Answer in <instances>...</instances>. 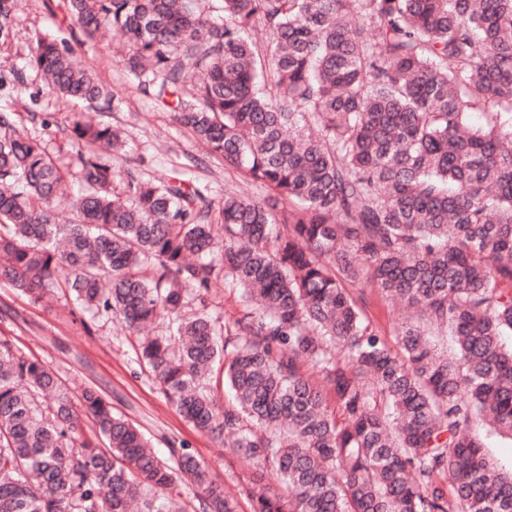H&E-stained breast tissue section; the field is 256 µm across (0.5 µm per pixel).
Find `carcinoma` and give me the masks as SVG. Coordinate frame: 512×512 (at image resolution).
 <instances>
[{"label":"carcinoma","mask_w":512,"mask_h":512,"mask_svg":"<svg viewBox=\"0 0 512 512\" xmlns=\"http://www.w3.org/2000/svg\"><path fill=\"white\" fill-rule=\"evenodd\" d=\"M68 7L87 40L111 25L142 93L173 98L269 201L117 172L119 131L86 112L66 128L73 172L3 112L0 281L130 331L168 320L136 361L175 412L274 479L246 489L251 512H512V473L473 432L482 418L512 438V0ZM18 12L0 0L1 45ZM29 62L65 101L108 102L56 40ZM74 177L73 221L58 224ZM220 279L239 289L235 315L210 305ZM366 288L414 314L393 345ZM185 483L201 512H240L184 448L154 455L95 388L0 336V512H172Z\"/></svg>","instance_id":"carcinoma-1"}]
</instances>
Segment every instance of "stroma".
<instances>
[{
  "label": "stroma",
  "instance_id": "obj_1",
  "mask_svg": "<svg viewBox=\"0 0 512 512\" xmlns=\"http://www.w3.org/2000/svg\"><path fill=\"white\" fill-rule=\"evenodd\" d=\"M15 31L12 44L0 47V112L15 113L17 121L54 158L63 163L72 158L64 127L76 106L58 99L42 76L26 67L25 59L39 35L65 41L82 64L117 92L116 104L99 115L102 122L117 127L126 142L124 151L112 158L114 170L133 167L144 179L157 181L187 169L214 201H222L228 191L256 196V189L225 169L221 160L204 157L193 135L179 126L171 110L140 92L111 28L102 29L96 40L89 41L74 24L65 0H23ZM17 69L23 75L19 81L13 76ZM366 299L368 315L382 334L394 336L397 327L410 323L409 310L388 303L377 290L367 289ZM5 309L13 315L0 318V335L64 377L96 387L115 411L146 434L159 456H167L169 444L183 446L208 466L216 484L238 496L242 512H249L251 503L241 494L249 479V462L173 410L150 373L138 366L133 337L119 321L73 313L65 297L48 308L36 306L0 282V311Z\"/></svg>",
  "mask_w": 512,
  "mask_h": 512
}]
</instances>
